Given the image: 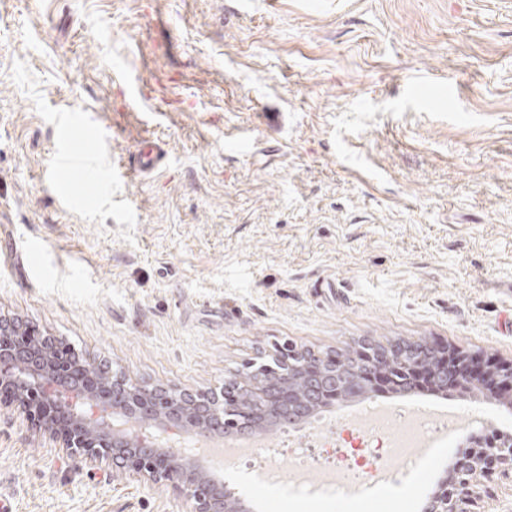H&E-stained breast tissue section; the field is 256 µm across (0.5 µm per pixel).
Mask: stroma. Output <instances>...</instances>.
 <instances>
[{
	"label": "stroma",
	"mask_w": 512,
	"mask_h": 512,
	"mask_svg": "<svg viewBox=\"0 0 512 512\" xmlns=\"http://www.w3.org/2000/svg\"><path fill=\"white\" fill-rule=\"evenodd\" d=\"M454 85L456 101L441 88ZM87 112L103 179L61 164ZM163 149L135 172L142 139ZM0 317L131 381L209 393L274 349L424 341L512 361V0H0ZM512 432V400L445 392ZM348 403L269 431L304 453ZM463 442L373 494L420 512ZM13 512H195L172 485L76 467L0 402Z\"/></svg>",
	"instance_id": "obj_1"
}]
</instances>
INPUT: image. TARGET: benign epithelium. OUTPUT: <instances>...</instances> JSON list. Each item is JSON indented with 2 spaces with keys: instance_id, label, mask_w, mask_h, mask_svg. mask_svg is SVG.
<instances>
[{
  "instance_id": "7a95c632",
  "label": "benign epithelium",
  "mask_w": 512,
  "mask_h": 512,
  "mask_svg": "<svg viewBox=\"0 0 512 512\" xmlns=\"http://www.w3.org/2000/svg\"><path fill=\"white\" fill-rule=\"evenodd\" d=\"M13 325L0 321V385L11 386L13 380L2 367L5 360H14L17 353L9 349V339ZM307 379L306 398H301L291 387L265 390L253 387L245 381L228 379L224 390L200 396L199 410L191 413L188 404L177 399L165 388H146L120 381V386L112 387V410L136 422H155L180 429L203 440L212 434L223 433L236 437H246L256 428V420L273 406L285 410L289 425L297 424L304 417V408L310 404L322 407L342 399L363 395L369 382L375 384H398L410 381L419 386L422 381H431L432 374L421 361L401 360L394 368H389L381 360H372L361 366L353 378L339 383L336 377H326L321 373L317 362L305 363ZM439 377L445 388L460 394L489 389L512 397V362L500 363L458 349L443 352ZM87 425L97 426L112 444V467L136 473L152 484L169 482L182 489L196 504V512H248L240 500H231L224 486L206 478L197 464L172 448H162L154 442L136 437V434L112 427V421L96 407L92 413L77 418ZM49 438L65 449L77 463L101 460L98 451L76 431L70 428L59 430L44 425ZM474 447L482 449V458L489 470L512 476V465L502 466L500 460L512 452V434L496 437L472 438ZM468 455L461 454L442 475L429 494L423 512H471L474 496L472 479L461 471Z\"/></svg>"
}]
</instances>
